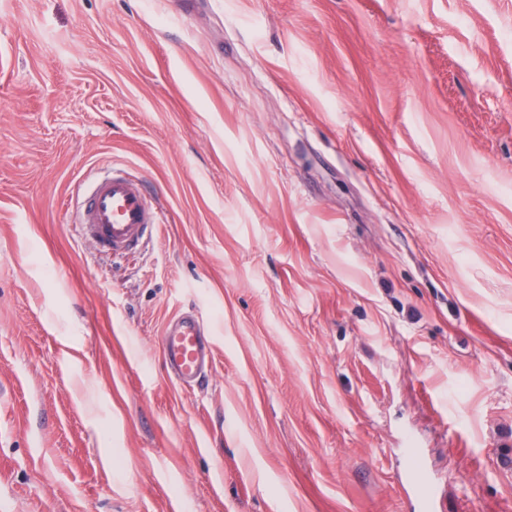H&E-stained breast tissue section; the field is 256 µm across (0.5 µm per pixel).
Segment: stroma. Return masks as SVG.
I'll use <instances>...</instances> for the list:
<instances>
[{
	"label": "stroma",
	"instance_id": "obj_1",
	"mask_svg": "<svg viewBox=\"0 0 512 512\" xmlns=\"http://www.w3.org/2000/svg\"><path fill=\"white\" fill-rule=\"evenodd\" d=\"M411 445L512 512V0H0V512H412ZM75 223L80 237L91 241L101 255L128 257L164 219L158 200L139 179L115 173L87 187ZM162 336L165 364L180 384L191 387L211 373L214 346L194 311L175 315L166 324Z\"/></svg>",
	"mask_w": 512,
	"mask_h": 512
}]
</instances>
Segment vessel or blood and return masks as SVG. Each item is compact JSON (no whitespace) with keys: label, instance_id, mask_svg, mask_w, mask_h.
Masks as SVG:
<instances>
[{"label":"vessel or blood","instance_id":"b4317fda","mask_svg":"<svg viewBox=\"0 0 512 512\" xmlns=\"http://www.w3.org/2000/svg\"><path fill=\"white\" fill-rule=\"evenodd\" d=\"M163 213L139 179L115 173L93 181L79 210L76 228L106 257L135 255L148 240ZM162 350L168 372L180 384L193 386L211 372L214 346L193 311L175 315L166 324Z\"/></svg>","mask_w":512,"mask_h":512}]
</instances>
